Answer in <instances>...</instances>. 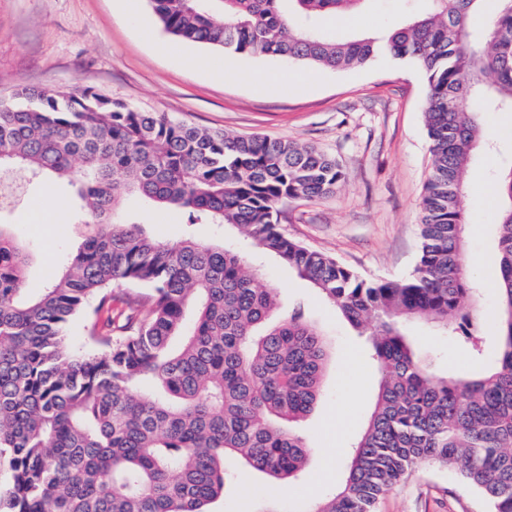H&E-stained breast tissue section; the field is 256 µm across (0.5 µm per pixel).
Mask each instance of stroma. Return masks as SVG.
<instances>
[{
    "mask_svg": "<svg viewBox=\"0 0 512 512\" xmlns=\"http://www.w3.org/2000/svg\"><path fill=\"white\" fill-rule=\"evenodd\" d=\"M427 0H365L347 20L329 18L323 34L338 42L357 34H378ZM260 73L282 75L275 90L257 91ZM314 75L313 89L296 78ZM92 88L146 112L168 116L229 135H260L313 145L335 158L345 174L336 193L317 200L280 205L279 225L289 238L335 258L366 279L402 280L414 270L420 251L419 217L423 187L431 169L424 111L425 71L415 62L379 56L365 66L336 71L266 56H239L167 35L147 0H0V97L21 88ZM485 126L497 134L490 148L469 160L463 205V240L478 287L462 311L492 316L497 293L495 234L498 206L495 179L512 170V112L488 113ZM45 220L29 221L27 206L0 209V222L33 255L29 287L53 282L66 255L90 233L72 221L68 194L41 182L29 190ZM123 216L152 236L174 242L185 235L199 241L239 245L236 229L184 223L178 212L138 199L126 201ZM254 256L259 282L277 288L283 307L303 304L308 318L326 334L331 358L323 395L300 424L308 445L307 466L293 485L283 486L229 459L232 476L212 512H256L264 503L297 512L334 493L344 478L346 450L352 449L373 411L378 374L363 337L319 293L272 256ZM427 360L440 372L471 375L486 370L492 342L479 356L463 337H447L428 323L407 324ZM377 512H490L488 504L458 474L437 463L414 471L382 497Z\"/></svg>",
    "mask_w": 512,
    "mask_h": 512,
    "instance_id": "obj_1",
    "label": "stroma"
}]
</instances>
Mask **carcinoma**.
Here are the masks:
<instances>
[{
  "label": "carcinoma",
  "mask_w": 512,
  "mask_h": 512,
  "mask_svg": "<svg viewBox=\"0 0 512 512\" xmlns=\"http://www.w3.org/2000/svg\"><path fill=\"white\" fill-rule=\"evenodd\" d=\"M362 0H148L172 37L229 54L324 69L378 55L428 75L425 125L432 168L424 184L419 261L401 281L366 280L288 238L284 200L336 192L344 172L312 145L229 136L144 112L92 89H24L0 99V174L63 182L77 224L94 226L62 275L33 294L30 254L0 224V512H210L224 496L227 458L272 480L297 479L307 443L296 426L314 410L328 360L304 308L270 326L276 289L237 250L192 238L167 242L120 220L132 197L232 224L262 253L316 288L366 337L379 374L374 410L338 491L312 512H375L415 468L438 462L476 488L493 512H512V170L497 228L499 309L494 367L439 374L403 323L424 320L466 336L454 315L473 293L463 253L462 194L478 117L512 112V0H429L428 11L379 36L331 42L326 15ZM122 283L149 290L138 299ZM92 311L91 347L66 325ZM194 312L186 328L188 312ZM154 384L155 393L143 387Z\"/></svg>",
  "instance_id": "1"
}]
</instances>
